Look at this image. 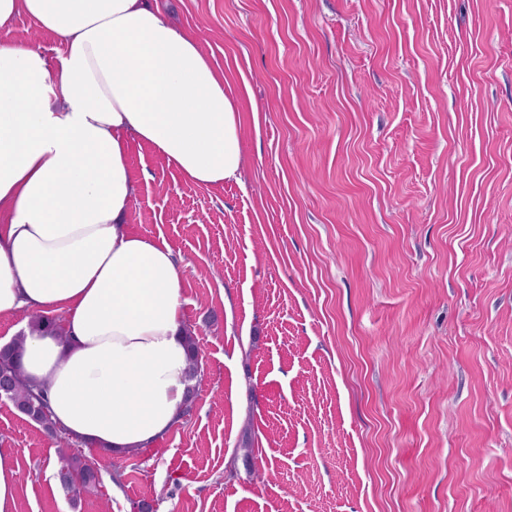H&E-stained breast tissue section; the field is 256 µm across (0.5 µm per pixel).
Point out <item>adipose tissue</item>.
<instances>
[{"mask_svg": "<svg viewBox=\"0 0 512 512\" xmlns=\"http://www.w3.org/2000/svg\"><path fill=\"white\" fill-rule=\"evenodd\" d=\"M21 14L57 64L7 39ZM241 128L223 73L147 0H0V316L63 315L62 334L18 331L23 375L69 437L128 455L185 408V261L126 229L129 141L220 185L243 166Z\"/></svg>", "mask_w": 512, "mask_h": 512, "instance_id": "1", "label": "adipose tissue"}]
</instances>
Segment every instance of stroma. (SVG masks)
<instances>
[{
    "instance_id": "1",
    "label": "stroma",
    "mask_w": 512,
    "mask_h": 512,
    "mask_svg": "<svg viewBox=\"0 0 512 512\" xmlns=\"http://www.w3.org/2000/svg\"><path fill=\"white\" fill-rule=\"evenodd\" d=\"M158 4L243 117L221 186L128 144L203 381L151 447L81 446L75 502L0 400L17 512H512V0Z\"/></svg>"
}]
</instances>
